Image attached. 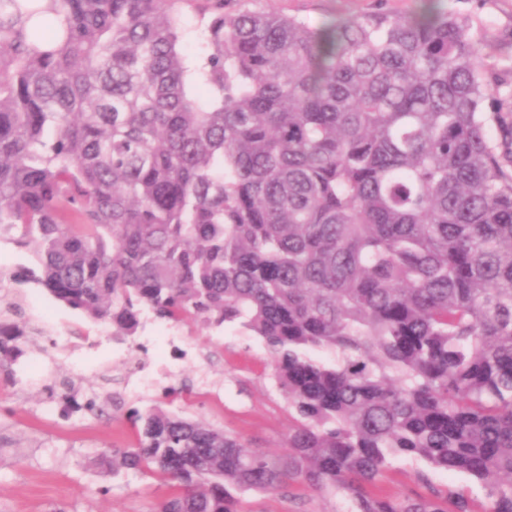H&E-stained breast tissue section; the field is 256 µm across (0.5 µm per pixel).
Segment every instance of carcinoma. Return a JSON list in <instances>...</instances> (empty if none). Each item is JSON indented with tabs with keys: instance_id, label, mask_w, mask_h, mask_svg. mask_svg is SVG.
<instances>
[{
	"instance_id": "obj_1",
	"label": "carcinoma",
	"mask_w": 512,
	"mask_h": 512,
	"mask_svg": "<svg viewBox=\"0 0 512 512\" xmlns=\"http://www.w3.org/2000/svg\"><path fill=\"white\" fill-rule=\"evenodd\" d=\"M319 28L206 0H0V238L33 281L133 335L144 312L262 339L296 415L273 455L202 420L133 411L112 474L177 483L153 512H243L302 483L347 512H512V145L473 20ZM0 298V368L25 328ZM337 354L333 364L311 355ZM411 456L481 482L371 493ZM201 7L202 5L198 4L192 7H185L183 10L184 24L189 32L186 38V47L190 56H198L203 52L200 32L204 21L200 15ZM37 247L29 244L18 247L9 239L0 240V269L5 273H11L20 267L36 268Z\"/></svg>"
}]
</instances>
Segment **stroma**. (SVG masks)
I'll use <instances>...</instances> for the list:
<instances>
[{
  "label": "stroma",
  "instance_id": "1",
  "mask_svg": "<svg viewBox=\"0 0 512 512\" xmlns=\"http://www.w3.org/2000/svg\"><path fill=\"white\" fill-rule=\"evenodd\" d=\"M423 0H249L250 8L293 16L318 27L337 17L378 11L407 15ZM471 16L481 39V62L498 72L512 64V0H450ZM19 307L18 325L36 333L33 345L10 370H0V512H150L169 486L140 473L109 476L91 470L89 458L134 439L127 421L132 409L156 404L241 436L248 446L280 451L291 417L277 390L271 358L259 337L227 325L220 330L180 326L174 345L138 349L159 323L143 314L125 341L124 358L112 352L109 327L55 301L39 285L5 283L0 288ZM72 382L80 393H117L103 413L80 411L49 416L53 393ZM187 391L172 401L170 387ZM427 470L444 490L480 500L484 491L471 478L427 469L423 460H393L381 486L415 498L424 487L415 479ZM342 497L321 496L293 484L287 493L246 498L245 512H344Z\"/></svg>",
  "mask_w": 512,
  "mask_h": 512
}]
</instances>
